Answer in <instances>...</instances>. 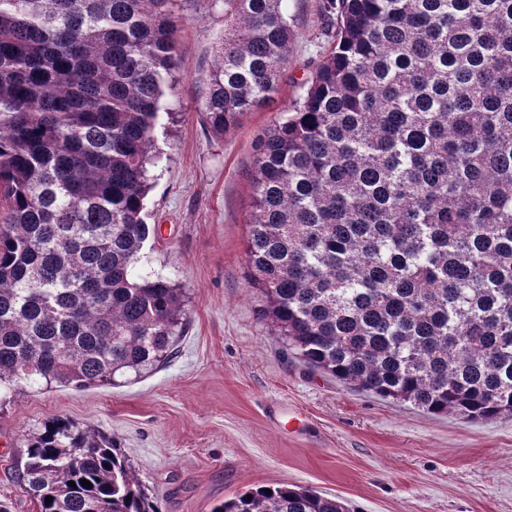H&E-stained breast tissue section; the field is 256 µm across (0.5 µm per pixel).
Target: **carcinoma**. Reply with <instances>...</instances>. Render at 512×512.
Masks as SVG:
<instances>
[{"label": "carcinoma", "mask_w": 512, "mask_h": 512, "mask_svg": "<svg viewBox=\"0 0 512 512\" xmlns=\"http://www.w3.org/2000/svg\"><path fill=\"white\" fill-rule=\"evenodd\" d=\"M219 2L203 112L222 135L278 91L292 29L284 0ZM172 5L0 0V386H110L164 364L183 333L182 289L134 274L158 235L143 211L181 64ZM323 9L336 44L255 146L245 255L261 315L343 384L512 417V0ZM24 453L40 512H159L112 439L67 417ZM210 512L349 509L277 484Z\"/></svg>", "instance_id": "cac0c4a2"}]
</instances>
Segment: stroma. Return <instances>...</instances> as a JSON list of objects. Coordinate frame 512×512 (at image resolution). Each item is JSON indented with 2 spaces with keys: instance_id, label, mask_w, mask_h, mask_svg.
I'll use <instances>...</instances> for the list:
<instances>
[{
  "instance_id": "stroma-1",
  "label": "stroma",
  "mask_w": 512,
  "mask_h": 512,
  "mask_svg": "<svg viewBox=\"0 0 512 512\" xmlns=\"http://www.w3.org/2000/svg\"><path fill=\"white\" fill-rule=\"evenodd\" d=\"M322 0H287L293 29L279 91L224 135L202 106L224 36L213 0H173L182 68L154 131L139 276L183 288L174 357L141 377L82 390L0 391V512H39L19 476L28 438L65 416L120 445L161 512H209L263 485L297 484L352 512H512V417L434 416L310 371L260 318L245 278L255 144L327 52Z\"/></svg>"
}]
</instances>
